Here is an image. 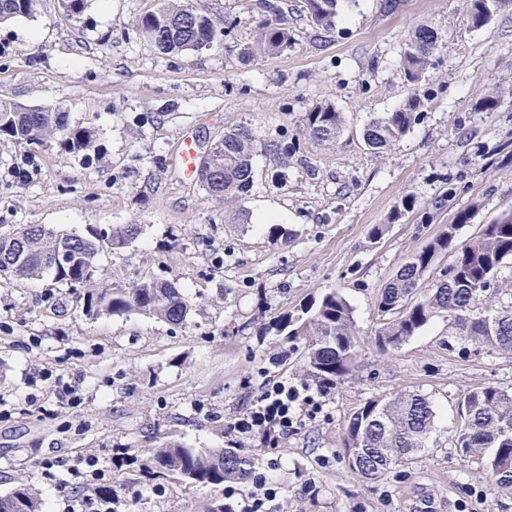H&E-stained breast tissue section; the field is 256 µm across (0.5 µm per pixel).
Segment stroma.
<instances>
[{
  "label": "stroma",
  "mask_w": 512,
  "mask_h": 512,
  "mask_svg": "<svg viewBox=\"0 0 512 512\" xmlns=\"http://www.w3.org/2000/svg\"><path fill=\"white\" fill-rule=\"evenodd\" d=\"M255 2L193 0L224 34L182 55L161 53L138 31L158 0H85L78 21L67 0H40L33 16L0 25V98L62 108L70 125L95 128L103 151L88 159L54 142L1 138L0 231L140 225L126 247L100 255L112 284L173 282L190 302L181 325L142 313L96 318L52 275H0V496L22 479L42 512H62L64 463L92 453L106 465L121 446L139 464L112 477L118 512H211L223 489L147 478L149 449L224 447L225 424L267 374L309 384L303 337L265 325L337 291L363 340L356 371L275 446L242 443L257 466L273 465L277 512H512V487L492 483L455 442L464 394L512 388V352L449 348L443 313L393 355L367 342L380 323L378 297L412 253L450 224L467 241L512 208V7L473 29L465 0H339L325 32L309 25L304 0H280L291 47L247 64L240 49L265 20ZM423 24L440 42L414 87L398 61ZM414 91L425 105L410 130L382 152L368 150V121ZM320 102L345 116L336 144L304 130ZM239 125L283 153H258L251 192L221 201L187 180L173 153L184 136L206 153ZM406 199L411 209H402ZM240 212L247 223H234ZM271 224L286 239H269ZM377 226L382 235H373ZM40 371L78 382L81 403L28 406L29 394L40 395L30 384ZM399 392L429 399L434 430L411 463L364 479L343 457V427L367 400ZM49 458L61 465L48 476Z\"/></svg>",
  "instance_id": "obj_1"
}]
</instances>
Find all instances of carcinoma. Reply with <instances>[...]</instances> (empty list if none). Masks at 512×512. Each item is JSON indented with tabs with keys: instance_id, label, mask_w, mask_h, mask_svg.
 Here are the masks:
<instances>
[{
	"instance_id": "cac0c4a2",
	"label": "carcinoma",
	"mask_w": 512,
	"mask_h": 512,
	"mask_svg": "<svg viewBox=\"0 0 512 512\" xmlns=\"http://www.w3.org/2000/svg\"><path fill=\"white\" fill-rule=\"evenodd\" d=\"M512 0H467V21L474 29L486 26L494 12ZM338 0H305L307 17L315 27L333 29ZM38 0H0V24L35 14ZM261 8L275 19L261 25L253 41L244 45L246 60L276 56L291 47L292 35L283 12L274 0ZM137 27L142 37L166 54L212 47L222 30L192 0H159L156 10L141 15ZM435 31L423 25L408 41L400 64L406 80L416 86L436 50ZM421 99L412 94L406 103L363 130L370 150L389 147L403 137L415 120ZM342 113L330 103L318 104L306 113L305 129L317 141L334 143L343 132ZM0 137L20 145L42 147L55 142L71 153H99L97 132L73 127L59 108L26 106L0 100ZM258 140L247 128L224 132L218 145L202 162L199 181L220 200L247 194L254 185L253 158ZM457 225L450 224L421 250L413 253L388 282L378 300L381 323L373 343L387 355L416 335L434 314L444 312L457 339L501 351H512V309L488 308L499 290L504 262L512 259V209L483 226L472 239L455 243ZM140 233L126 224L102 234L95 228L81 234L62 232L42 224H27L0 233V274L19 279H38L53 274L56 282L83 290L89 315L123 316L140 312L170 324L183 323L190 311L186 296L172 282L143 281L131 288H114L98 264L106 248H122ZM454 250L453 260L425 294L419 292L438 257ZM67 249L70 264L52 265L53 256ZM308 318L282 313L267 329L289 339L306 337L300 359L319 386L333 389L345 382L357 365L360 338L353 309L339 292L332 291L305 308ZM462 424L456 439L463 455L479 460L501 487L512 486V390L493 385L469 391L463 399ZM431 402L415 392L397 393L366 401L348 417L342 444L350 469L365 479H377L392 467L408 464L426 447L433 431ZM151 469L193 483L218 487L245 483L251 477L249 454L242 448H187L175 442L150 450ZM0 512H40L32 488L20 481L0 496Z\"/></svg>"
}]
</instances>
